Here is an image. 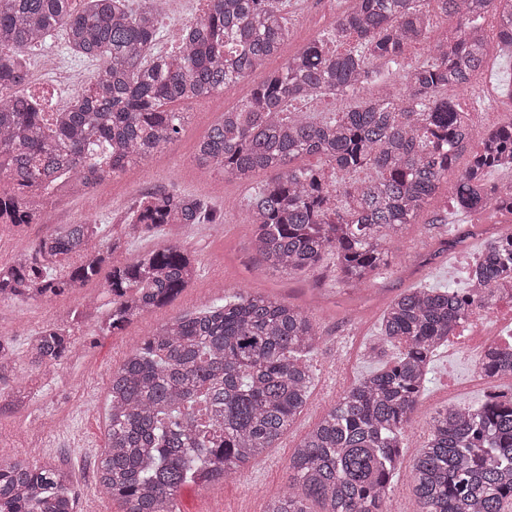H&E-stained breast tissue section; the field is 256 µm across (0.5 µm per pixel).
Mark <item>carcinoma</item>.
<instances>
[{"mask_svg": "<svg viewBox=\"0 0 512 512\" xmlns=\"http://www.w3.org/2000/svg\"><path fill=\"white\" fill-rule=\"evenodd\" d=\"M0 0V178L79 191L140 164L180 135L192 104L248 78L291 34L286 0H209L187 43L155 51L161 0ZM501 0H353L328 36L290 56L248 98L209 129L198 164L248 183L258 171L275 176L249 201L251 248L266 265L290 275L336 256V280L362 291L387 265L386 244L412 223L448 179L466 141L479 149L455 175L452 207L512 214V187L488 186L486 175L512 153V120L488 132L468 130L456 91L482 71L488 43L479 32L499 14L501 53L512 45V11ZM448 18L454 40L427 38L431 14ZM62 34L74 54L103 69L73 95L68 112L30 102L29 74L18 58ZM428 55L404 65L408 46ZM402 71L390 78L389 68ZM384 97L366 95L370 78ZM332 87L355 100L346 112H302ZM303 155L324 159L300 168ZM14 226L32 220L22 199L0 193V214ZM213 219L200 199L176 190L140 195L129 234ZM103 225L57 224L20 258L0 266V299L61 296L109 270L112 296L104 336L124 330L181 294L199 263L181 241L124 265L114 256L128 240L102 236ZM512 277V233L480 251L484 285L470 299L457 288H410L384 310L369 351L384 362L344 391L296 446L288 486L265 512H390L391 485L405 436L428 383L433 357L469 313L495 303ZM321 340L315 315L257 291H242L205 312L177 316L152 329L112 371L107 391L108 446L97 484L123 512H179L187 484L206 488L242 472L274 447L306 408L313 372L308 356ZM75 346L71 330L48 325L30 338L25 357L50 372ZM492 378L512 379V354L490 356ZM418 512H507L512 506V394L486 396L467 408L443 406L410 467ZM320 510H315L314 506ZM0 512H75L65 474L26 459L0 462Z\"/></svg>", "mask_w": 512, "mask_h": 512, "instance_id": "carcinoma-1", "label": "carcinoma"}]
</instances>
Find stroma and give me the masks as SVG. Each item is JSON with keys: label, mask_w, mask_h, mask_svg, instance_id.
<instances>
[{"label": "stroma", "mask_w": 512, "mask_h": 512, "mask_svg": "<svg viewBox=\"0 0 512 512\" xmlns=\"http://www.w3.org/2000/svg\"><path fill=\"white\" fill-rule=\"evenodd\" d=\"M332 8V0H303L302 8L290 9L293 37L266 70L227 84L217 96L215 111L204 112L199 105H191V119L176 142L110 180L116 190L115 205L103 218L109 235L121 232L118 219L128 214L136 198L159 188L196 196L221 214L220 225L200 224L184 231L183 240L200 265L197 287L186 289L118 334L101 336L94 324H82L75 331L74 351L52 376L37 378L26 360H18L10 384L32 386L33 392L24 404L0 409V454L65 473L75 492L76 512H123L119 501L96 496L92 490L96 463L107 446L106 386L130 347L160 321L208 309L219 298L244 288L275 295L317 314L323 340L311 355L314 384L307 408L276 446L239 476L208 489L186 485L178 497L183 512H265L267 493L286 483L290 455L303 435L320 421L344 388L374 369L364 350L378 332L386 305L408 288L448 282L463 285L466 260L455 255L454 243L466 241L480 249L484 243L478 234L480 225L498 221V214L489 211L470 215L453 211L447 186H440L415 222L389 242L390 263L383 274L359 293L349 292L337 282L335 256H325L314 271L291 277L266 268L252 255L244 222L246 205L270 180V173H257L251 183L242 184L208 172L195 160L196 145L223 111L239 106L267 72L279 70L289 55L321 36L317 24L328 18ZM479 83L492 89L500 120L512 118V60L489 50ZM103 286V279L98 278L51 300L25 297L1 302L0 324L9 328L17 349H24L32 332L63 311L78 307L84 291L99 292ZM468 368L465 354L444 348L437 352L431 381L407 432V457L419 452L438 408L450 402L470 406L483 399L484 390L465 381ZM452 379L461 381L460 391L449 392Z\"/></svg>", "instance_id": "stroma-1"}]
</instances>
